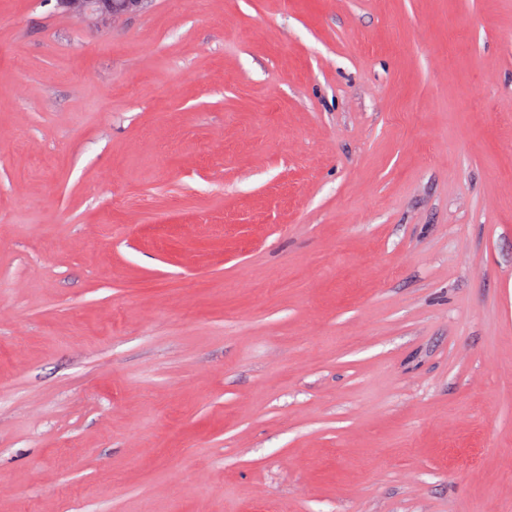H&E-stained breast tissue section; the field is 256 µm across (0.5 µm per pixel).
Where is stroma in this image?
Returning a JSON list of instances; mask_svg holds the SVG:
<instances>
[{
	"label": "stroma",
	"instance_id": "1",
	"mask_svg": "<svg viewBox=\"0 0 512 512\" xmlns=\"http://www.w3.org/2000/svg\"><path fill=\"white\" fill-rule=\"evenodd\" d=\"M0 512H512V0H0ZM119 1V2H117ZM65 14L85 20L94 28L107 27L119 16L147 9L152 0H56Z\"/></svg>",
	"mask_w": 512,
	"mask_h": 512
}]
</instances>
